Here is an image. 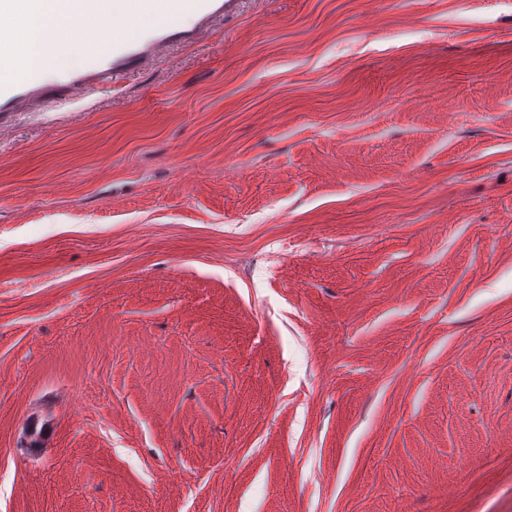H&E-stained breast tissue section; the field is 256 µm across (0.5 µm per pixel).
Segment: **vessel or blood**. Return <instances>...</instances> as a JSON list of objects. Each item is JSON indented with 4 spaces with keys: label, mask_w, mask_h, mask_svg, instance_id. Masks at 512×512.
Masks as SVG:
<instances>
[{
    "label": "vessel or blood",
    "mask_w": 512,
    "mask_h": 512,
    "mask_svg": "<svg viewBox=\"0 0 512 512\" xmlns=\"http://www.w3.org/2000/svg\"><path fill=\"white\" fill-rule=\"evenodd\" d=\"M237 0H52L50 13L59 19L83 14L102 22L112 17L132 18L129 37L98 43L82 65L67 68L46 58L21 84L0 81V112L38 108L50 94L74 99L92 85L110 83L131 63L158 55L176 37H195L213 18L232 13Z\"/></svg>",
    "instance_id": "obj_1"
}]
</instances>
